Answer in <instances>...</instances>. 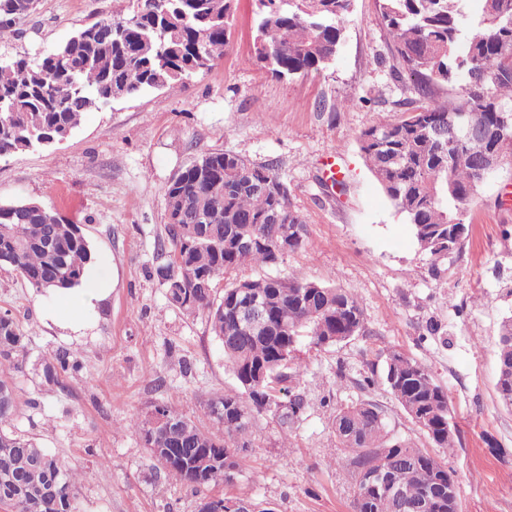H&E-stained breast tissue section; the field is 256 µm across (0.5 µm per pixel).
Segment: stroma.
<instances>
[{
	"label": "stroma",
	"instance_id": "35a3bbf8",
	"mask_svg": "<svg viewBox=\"0 0 512 512\" xmlns=\"http://www.w3.org/2000/svg\"><path fill=\"white\" fill-rule=\"evenodd\" d=\"M135 0H38L0 40V59L35 57L79 28L131 16ZM253 0H238L232 48L178 92L153 90L86 113L66 140L0 159V203L36 200L78 225L91 269L110 292L67 328L56 295L37 293L0 267V314L26 336L8 373L17 413L9 427L78 466L80 512H197L199 492L171 482L130 419L166 404L209 425L207 402L235 380L206 314L172 305L153 275L161 262L165 191L201 154L230 152L271 163L305 222V245L277 274L336 284L358 299L365 334L329 348L301 337L294 391L304 409L289 430L257 418L233 494L275 512H350L355 476L332 426L337 410L370 400L393 435L439 457L458 484L461 512H512V409L500 403L498 327L512 315V165L501 166L471 203L469 236L442 280L414 246L410 226L366 167L358 136L393 118L411 92L390 75L393 58L375 0H354L335 61L273 77L254 54ZM356 105L344 106L347 95ZM338 173L347 189L329 192ZM64 350L74 369L56 386L45 358ZM425 365L448 392L461 439L436 447L383 382L390 351ZM374 386L363 387L365 377Z\"/></svg>",
	"mask_w": 512,
	"mask_h": 512
}]
</instances>
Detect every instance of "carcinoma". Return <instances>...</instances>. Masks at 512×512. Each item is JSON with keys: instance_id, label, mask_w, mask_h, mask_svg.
<instances>
[{"instance_id": "obj_1", "label": "carcinoma", "mask_w": 512, "mask_h": 512, "mask_svg": "<svg viewBox=\"0 0 512 512\" xmlns=\"http://www.w3.org/2000/svg\"><path fill=\"white\" fill-rule=\"evenodd\" d=\"M236 0H137L129 18L98 21L34 59L0 64V158L48 147L78 128L86 113L150 89L186 88L189 79L224 59L232 45ZM254 48L262 67L275 77L321 70L336 56L353 0H255ZM467 0H377L396 61L394 75L408 76L416 97L405 110L361 132L363 159L394 207L411 226L415 246L426 243L429 273L441 278L448 252L462 250L467 205L484 183L473 164L492 148L512 156V0H480L478 15ZM34 9L33 0H0V39ZM483 135L465 138V120ZM447 130L444 138L433 127ZM170 208L187 204L194 220L164 224L170 301L189 313L205 312L223 345L225 366L236 386L207 403L211 426L201 429L168 405L154 411L175 430L153 431L150 420L134 421L152 448L164 477L195 490L226 484L224 468L240 471L238 451L256 419L278 415L293 423L304 400L291 394L303 372L297 355L301 336L332 347L359 335L364 313L349 290L299 275L265 273L237 279L216 298L219 279L244 269L268 270L282 259L280 245L295 252L304 245L305 225L288 187L271 164L251 163L228 152L205 153L185 166L165 192ZM277 212L281 223H267ZM258 233L243 253L236 243ZM92 260L76 224L65 223L43 205L0 203V265L19 271L37 292L79 285ZM209 275V287L194 279ZM241 288L268 299L269 327L243 329L233 301ZM26 348L25 336L7 314L0 315V366ZM499 401L512 408V316L499 326ZM69 367L61 351L44 366L49 384ZM383 381L411 422L439 448L454 449L457 429L448 426V392L427 367L394 351ZM17 410L11 386L0 375V506L10 512H77L74 469L35 439L6 428ZM339 443L352 451L356 477L353 512H414L362 478L384 470L410 503L428 488L447 485L448 467L387 430L381 408L361 401L333 418ZM59 474L57 499L49 477Z\"/></svg>"}]
</instances>
